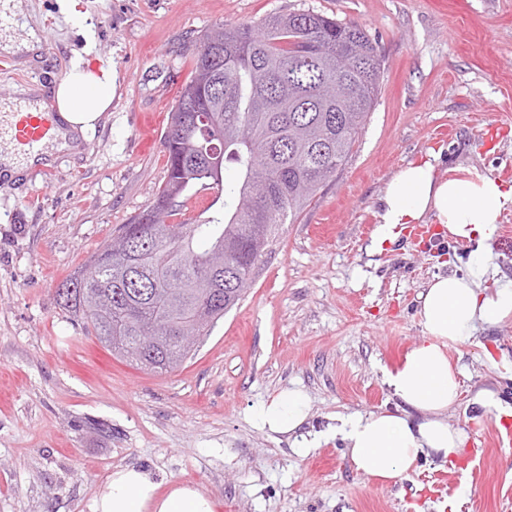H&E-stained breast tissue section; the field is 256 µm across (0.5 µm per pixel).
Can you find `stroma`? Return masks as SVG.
Returning <instances> with one entry per match:
<instances>
[{"label": "stroma", "instance_id": "obj_1", "mask_svg": "<svg viewBox=\"0 0 512 512\" xmlns=\"http://www.w3.org/2000/svg\"><path fill=\"white\" fill-rule=\"evenodd\" d=\"M42 33L29 64L0 74V106L48 88L80 58L117 73L112 105L78 151L55 156L44 180H0V512H92L116 468L191 483L217 512H512V446L473 470L421 461L398 481L357 474L337 415L394 409L384 370L422 340L418 295L461 271L467 248L402 240L370 254L364 220L379 216L388 182L431 160L438 178L512 169V0H80L86 26L62 0H27ZM318 12L362 26L384 61L380 94L348 161L294 223L284 225L251 288L178 369L154 373L116 358L55 292L167 177L160 143L214 23ZM159 117L156 143L138 147L139 114ZM504 124L485 150L476 128ZM512 320L451 345L464 387L512 403ZM285 389L305 393L315 434L300 455L262 428L255 409Z\"/></svg>", "mask_w": 512, "mask_h": 512}]
</instances>
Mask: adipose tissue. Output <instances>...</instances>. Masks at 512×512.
<instances>
[{"instance_id":"1","label":"adipose tissue","mask_w":512,"mask_h":512,"mask_svg":"<svg viewBox=\"0 0 512 512\" xmlns=\"http://www.w3.org/2000/svg\"><path fill=\"white\" fill-rule=\"evenodd\" d=\"M116 76L109 69L74 63L51 88L59 124L55 148L73 151L95 129L112 103ZM512 209V187L476 169L462 176L436 178L431 163L404 168L381 197L378 241H390L393 228L435 216L452 241L471 246L466 273L437 275L420 292L418 316L423 339L409 348L384 382L394 409L337 418L332 432L346 445L354 470L368 478L396 480L423 458H452L466 435L448 416L459 405L461 372L452 366L448 346L473 338L483 327L512 319V279L493 264L491 244L499 218ZM309 416L306 397L281 393L259 406L256 421L289 434ZM215 501L192 484L162 486L142 468L112 471L98 489L93 512H215Z\"/></svg>"}]
</instances>
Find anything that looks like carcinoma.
Here are the masks:
<instances>
[{"label":"carcinoma","instance_id":"cac0c4a2","mask_svg":"<svg viewBox=\"0 0 512 512\" xmlns=\"http://www.w3.org/2000/svg\"><path fill=\"white\" fill-rule=\"evenodd\" d=\"M383 59L363 28L315 12L216 23L163 139L167 180L152 204L65 279L56 303L112 354L157 373L180 366L235 300L225 272L255 275L274 230L349 158L373 111ZM232 164L236 178L224 175ZM201 190L222 210L168 218Z\"/></svg>","mask_w":512,"mask_h":512}]
</instances>
